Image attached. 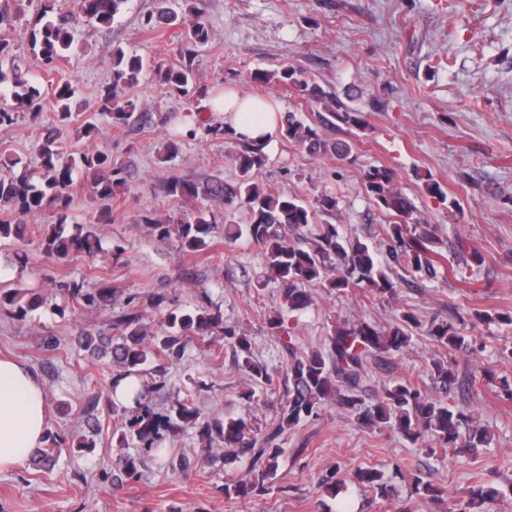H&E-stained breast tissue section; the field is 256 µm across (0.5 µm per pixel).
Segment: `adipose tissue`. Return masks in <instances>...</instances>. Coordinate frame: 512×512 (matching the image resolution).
Returning <instances> with one entry per match:
<instances>
[{"mask_svg":"<svg viewBox=\"0 0 512 512\" xmlns=\"http://www.w3.org/2000/svg\"><path fill=\"white\" fill-rule=\"evenodd\" d=\"M210 106L223 113L228 132L268 147L276 144L280 134L278 102L268 99L258 106L252 96L227 88L212 95ZM47 419L41 381L13 358L0 355V472L22 466L31 449L41 447Z\"/></svg>","mask_w":512,"mask_h":512,"instance_id":"ef3b65f1","label":"adipose tissue"}]
</instances>
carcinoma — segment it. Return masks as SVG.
Instances as JSON below:
<instances>
[{
  "instance_id": "obj_1",
  "label": "carcinoma",
  "mask_w": 512,
  "mask_h": 512,
  "mask_svg": "<svg viewBox=\"0 0 512 512\" xmlns=\"http://www.w3.org/2000/svg\"><path fill=\"white\" fill-rule=\"evenodd\" d=\"M125 2L79 0V11L87 22L107 25ZM171 3L172 0H165L157 18H148L146 26L153 29L161 25L185 28L186 52L191 56L196 46L210 40L211 30L198 19H188L183 8L176 9ZM51 10V6L43 5L39 17L43 24L32 37L33 52L48 65L74 42L72 27L47 19ZM11 57L9 43L0 40V84H11L14 99L32 106L40 92ZM144 68L141 56L122 48L115 49L112 53V82L101 91L98 110L110 114L118 124H127L135 118V104L122 99L119 89L137 85ZM159 74L160 81L170 93L183 95L188 92L189 69H161ZM250 80L258 84L281 83L309 101L329 100L336 104V108L330 110L332 118L355 127L363 124L359 113L349 111L338 98L320 85L303 79L302 74L288 64L275 73L256 71L250 74ZM74 96L75 89L68 83L54 88V101L63 123L72 117L70 100ZM281 123L282 136L300 144L310 154H331L339 160H348L353 154V143L323 138L318 129L299 121L293 112L284 113ZM37 152L40 160L37 169L0 176V215L6 212L27 215L53 206L62 214L58 222L49 225V231L43 236V252L58 260L73 252H97L100 240L92 230L76 224L73 232H66L64 211L70 204L67 189L72 182L73 169L81 167L90 178L95 195L110 201L117 188L126 182L122 176L124 168L112 164V157L105 153H85L78 161L65 157L58 130L51 127L44 128L41 133ZM236 161L239 176L233 182L211 179L197 184L177 178L165 185V194L178 201L201 200L214 205L237 204L246 208L250 223L225 231V237L237 240L245 236L263 249L266 274L280 285L279 301L283 310L293 313L311 303V296L304 289L307 284L321 286L326 283L338 294L350 288H366L383 295L395 292L396 282L383 270L377 251L358 233L347 235L335 224H320L313 237H308L305 229L312 223L314 212L304 201L293 196L274 195L256 181L255 173L265 162L264 144L243 141V150ZM363 188L379 209L399 218L398 223L389 224L385 229L383 246L387 256L397 264L406 263L404 270L422 280L438 278L440 267L436 265V258L440 256L443 241L437 236L435 227L413 217L414 205L395 186L393 173L386 168L370 167L363 173ZM144 223L161 238L177 235L182 249L188 252L207 247L208 239L216 229L206 211L201 209L181 213L167 224L149 218L144 219ZM31 235L29 225L22 219H0L1 239L11 238L26 244ZM58 294L85 307L112 301V288H87L84 282L76 280L62 283ZM53 300L55 297L48 294H35L24 302L14 295L0 294V309L22 319L28 311ZM151 306L159 313L162 335H147L142 315L126 311L108 328L80 334L78 345L90 356L107 359L120 368L119 374L112 379V387L130 377L137 379L130 391L133 415L125 422L120 444H126L128 437L133 436L142 450L161 453L165 451L164 435H177L189 427L199 429L207 453L218 450L249 457L252 477L245 482L224 484L227 499L266 492L267 480L276 472L281 452L271 444L288 428L319 416L323 405L330 401L357 416L361 423L390 427L414 443L430 438L437 446L446 448L461 440L477 453L491 442L489 427L472 425V417L462 407L448 402L455 388L460 386L457 370L451 365L434 364L432 379L440 394L437 399L429 397L419 386L404 381L386 390L379 402L370 403L373 380L368 360L377 355L400 352L409 344L411 330L419 325V320L410 313L402 315L400 322L387 329L365 320L339 324L327 336L323 348L310 353L292 340L282 339L284 315L273 316L268 320L271 335L282 341L286 353L284 367L274 375L266 366L253 360L250 337L224 322L221 310L209 305V295H203L200 305L192 309H180L172 307L167 295L157 293L151 298ZM428 335L435 343L453 352L476 355L485 348L482 343L469 341L456 324L446 319L432 321ZM207 336L224 340V346L241 360L242 369L252 376L255 385L266 387L279 380L284 391L280 417L267 432L260 433L243 419L226 421L222 417H203L191 403L179 402L163 414L154 412L152 396L164 382L167 364L181 360L194 340ZM146 373L151 379L144 378ZM46 441L49 442L47 447L36 448L30 454L31 464L39 469L51 467L54 456L67 444L66 438L59 435H49ZM103 478L117 489L139 479L136 458L121 456ZM357 478L380 496H390L392 485L384 481L380 473L367 469L359 472ZM502 494L503 490L496 485L482 484L464 501L461 512H491V504Z\"/></svg>"
}]
</instances>
